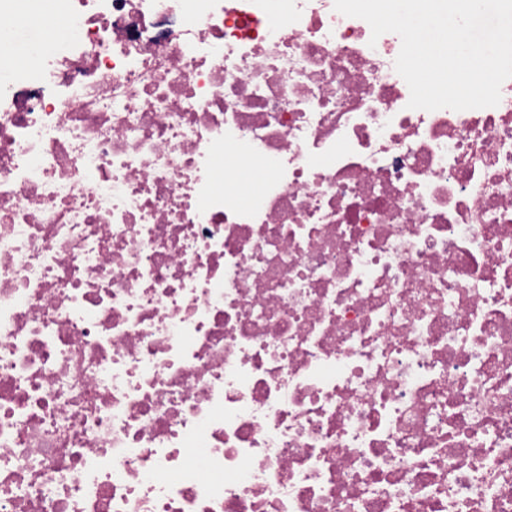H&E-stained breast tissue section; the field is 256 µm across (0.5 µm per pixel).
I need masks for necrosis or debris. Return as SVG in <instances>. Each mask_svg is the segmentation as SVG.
Returning <instances> with one entry per match:
<instances>
[{
    "instance_id": "necrosis-or-debris-1",
    "label": "necrosis or debris",
    "mask_w": 512,
    "mask_h": 512,
    "mask_svg": "<svg viewBox=\"0 0 512 512\" xmlns=\"http://www.w3.org/2000/svg\"><path fill=\"white\" fill-rule=\"evenodd\" d=\"M277 4L61 0L0 81V512H512V78ZM64 36L65 30L55 23L17 30L9 57L2 64L0 61V80L1 76L7 75L14 67L28 61V50L32 45L49 47L60 42Z\"/></svg>"
}]
</instances>
